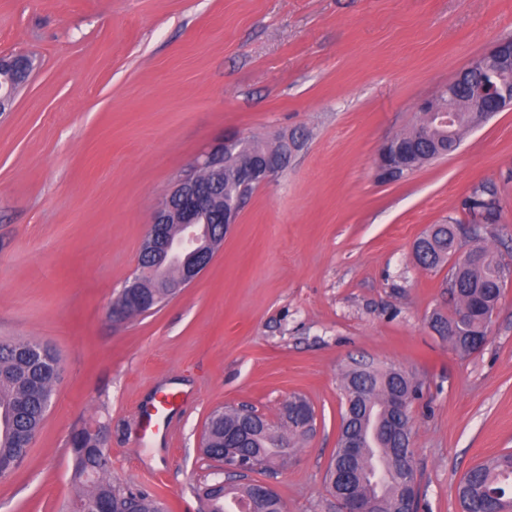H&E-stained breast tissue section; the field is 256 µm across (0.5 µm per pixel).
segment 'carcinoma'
Masks as SVG:
<instances>
[{"label": "carcinoma", "mask_w": 512, "mask_h": 512, "mask_svg": "<svg viewBox=\"0 0 512 512\" xmlns=\"http://www.w3.org/2000/svg\"><path fill=\"white\" fill-rule=\"evenodd\" d=\"M410 143L412 158L397 161L402 179L429 161L452 154L460 140L432 128L429 118L420 119L407 131L396 136ZM467 200L472 212L486 214V223H496L500 212L497 189L488 182L473 187ZM455 222L435 225L414 245L417 262L427 270L446 264L458 243ZM145 259L134 272L141 280V294L148 299L126 306L125 316L143 315L169 301V295L153 287L159 276L174 277L178 267L151 272ZM512 269L503 256L487 247L470 248L465 259L448 270V294L454 311L431 318L432 328L446 336L454 327L464 335L449 339L461 354L470 353L468 337L485 335L493 311L502 295ZM59 359L46 344L36 340L0 341V470H15L26 458L28 449L21 435L37 433L53 395V382ZM341 390L350 408L341 415L337 446L325 479L332 484V466L348 472L353 483L348 496L374 500L378 512H417L418 495L406 496V484L417 482L411 449L410 417L391 411V400L398 394L420 395V384L404 370L358 364L343 374ZM313 408L304 398L295 396L286 405L280 422L272 427L248 430L238 446V453L249 463L263 468L286 465L313 430ZM246 414L236 408H220L209 416L203 434L204 455L219 460L224 452V433L245 427ZM73 481L79 488L76 507L90 512H164L160 501L142 491L124 490L108 478L110 459L95 435L77 430L71 437ZM500 493L501 509H512V453H503L470 467L457 487L462 512H486L488 501Z\"/></svg>", "instance_id": "obj_1"}]
</instances>
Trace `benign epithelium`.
<instances>
[{
    "instance_id": "obj_1",
    "label": "benign epithelium",
    "mask_w": 512,
    "mask_h": 512,
    "mask_svg": "<svg viewBox=\"0 0 512 512\" xmlns=\"http://www.w3.org/2000/svg\"><path fill=\"white\" fill-rule=\"evenodd\" d=\"M32 68L31 60L25 56H0V72L14 75L19 83L27 81ZM494 71L499 83L492 86L475 84L466 91V99L455 96L454 86L465 73L482 74ZM512 109V41L496 43L485 53L473 58L433 98L424 101L420 110L431 114L435 125L453 136L457 124V113L477 112L476 125H481L497 112ZM244 143L241 138L227 135L206 150L193 169L177 178L173 187L155 205L151 224L140 246L139 256H147L155 266L163 268L176 265L180 268L177 278L159 279L160 287L174 295L193 284L209 267L216 250L211 243L222 239L246 200H238L218 206L215 193L224 187V171L242 165ZM286 158L266 156L252 164L243 174L245 188L260 187L275 179L283 170ZM178 224L181 233L177 237L168 234V226ZM231 449H224V485L245 478L251 469L233 461Z\"/></svg>"
}]
</instances>
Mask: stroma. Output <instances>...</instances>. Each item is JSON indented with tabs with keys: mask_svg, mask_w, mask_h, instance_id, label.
I'll return each mask as SVG.
<instances>
[{
	"mask_svg": "<svg viewBox=\"0 0 512 512\" xmlns=\"http://www.w3.org/2000/svg\"><path fill=\"white\" fill-rule=\"evenodd\" d=\"M512 39V0H0V55L34 70L0 115V339L60 359L52 402L0 512H69L70 435L99 426L114 484L197 512L216 464L200 452L216 408L277 419L289 396L316 430L261 474L288 512H334L325 472L345 370L401 366L419 512H459L475 463L512 451V283L482 350L429 324L453 303L447 269L413 245L463 224V249L512 254V111L405 179L376 178L382 144L475 56ZM296 135L287 168L246 200L204 274L150 314L116 323L157 201L227 135ZM489 182L497 223L469 228L463 199ZM164 390L187 404L138 442Z\"/></svg>",
	"mask_w": 512,
	"mask_h": 512,
	"instance_id": "obj_1",
	"label": "stroma"
}]
</instances>
